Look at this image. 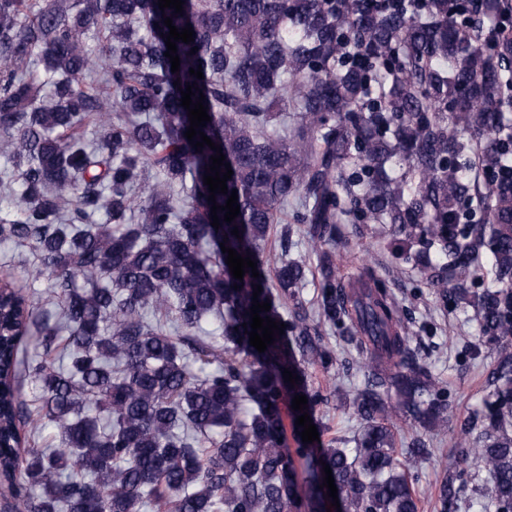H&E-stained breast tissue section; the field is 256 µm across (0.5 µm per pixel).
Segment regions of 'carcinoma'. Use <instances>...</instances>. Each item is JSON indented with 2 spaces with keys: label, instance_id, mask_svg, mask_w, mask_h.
<instances>
[{
  "label": "carcinoma",
  "instance_id": "1",
  "mask_svg": "<svg viewBox=\"0 0 512 512\" xmlns=\"http://www.w3.org/2000/svg\"><path fill=\"white\" fill-rule=\"evenodd\" d=\"M447 13L448 0L383 16L360 0H346L339 16L326 0H184L181 16L158 0H0V193L11 197L0 244L31 246L36 276L50 279L61 305L57 320L40 319L32 296L0 286V487L9 512H327L325 464L341 512H419L394 421L428 428L445 419L448 396L412 346L388 281L366 264L340 285L336 198L354 146L368 174L356 181L362 212L435 248L454 277L440 285L443 299L473 297L482 331L512 337V179L488 181L480 197L494 223H463L474 163L448 130L498 128L499 66L457 39ZM167 17L194 30V42L176 43V73L164 55ZM99 34L106 54L89 44ZM353 49L374 58L381 84L336 68ZM188 82L205 96L210 122L201 131L222 147L233 171L227 188L238 194L240 214L227 223L217 211V229L210 208L228 195L208 201L203 176L216 151L198 152L185 137ZM377 93L385 112L373 111ZM278 102L296 106L297 129L280 121ZM397 157L418 174L408 188L389 173ZM145 167L155 181L137 192ZM293 198L304 207L305 251L318 259V319L346 329L362 376L352 448L304 443L295 426L327 401L300 362L328 370L337 357L303 308H282L306 271L304 256L288 257L291 230L280 253L265 250ZM222 243L256 262L259 277L233 278ZM483 247L494 285L473 294L466 281ZM255 285L259 302L271 304L260 316L286 325L263 353L243 327ZM32 327L42 352L26 362ZM286 368L298 382L284 380ZM489 386L456 438L466 467L442 481L437 512H456L469 483L483 507L512 512L511 351H498ZM297 394L308 400L303 412L292 408ZM48 427L60 446L36 447ZM403 455L431 450L417 436Z\"/></svg>",
  "mask_w": 512,
  "mask_h": 512
}]
</instances>
